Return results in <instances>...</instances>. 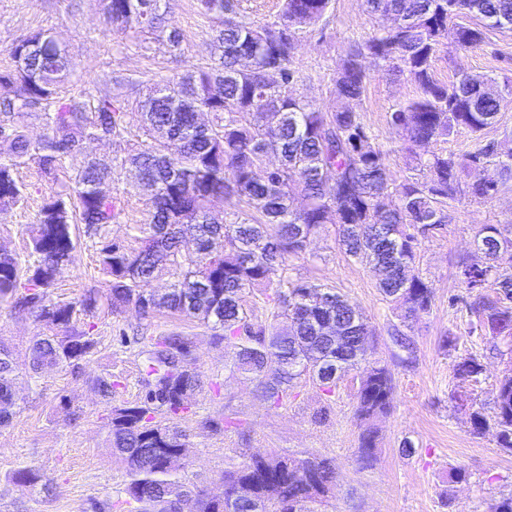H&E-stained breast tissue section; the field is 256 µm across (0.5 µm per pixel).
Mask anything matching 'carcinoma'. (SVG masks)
Returning <instances> with one entry per match:
<instances>
[{
  "label": "carcinoma",
  "mask_w": 512,
  "mask_h": 512,
  "mask_svg": "<svg viewBox=\"0 0 512 512\" xmlns=\"http://www.w3.org/2000/svg\"><path fill=\"white\" fill-rule=\"evenodd\" d=\"M198 2L215 24L210 61L158 79L113 78L123 95L103 93L89 82L61 95L75 64L46 30L9 48L14 67L0 71V135H7V152L0 155V213L29 195L19 168L34 166L53 181L67 162L72 174L68 184L43 196L26 258L0 249V305L28 309L52 326L30 347L33 370L76 366L90 355L95 342L77 316L95 315L98 290L89 288L68 302L49 298L59 270L74 262L72 226L81 224L85 243L98 251L110 277L112 311L132 304L147 318L166 310L222 332V339L235 340V370L257 382L261 396L274 404L288 399L293 380L302 375L330 397L346 373L362 370L357 453L369 466L378 441L374 420L392 408L393 375L378 362L364 363L370 329L362 313L325 284L290 278L286 262L334 224L342 253L389 268L378 290L403 309L404 318L430 311L434 292L416 266L417 234L448 223L444 203L461 192L464 170L477 171L465 187L480 200L493 198L512 178V145L481 140L512 101V84L482 78L499 89L493 93L461 75L448 85L436 78L435 61L448 44V23L458 18L475 20L456 25V46L464 50L481 45L489 28L511 30L512 0H365L369 17L389 15L393 25L373 28L346 50L328 108L292 90L299 76L291 62L298 42L326 17L332 0H282L279 13L265 22L234 19L237 0ZM102 10L106 25L137 39L142 52L151 50L153 39L169 54L182 55L183 34L165 26L170 0H102ZM367 57L417 87V95L389 115L391 125L403 127L414 160L413 174L398 184L387 168V151L353 108L367 91ZM30 119L41 126L37 137L27 132ZM132 119L145 139L130 144L126 154L87 152L92 141L125 139ZM457 129L475 136L465 155L423 152ZM128 165L157 188L148 198L146 223L133 227L141 241L137 248L108 237V227L120 218L121 199L101 190ZM232 198L245 207L223 222L212 214V202ZM299 198L303 205L297 207ZM186 234L195 242L192 252L183 249ZM221 237L224 254L214 255L209 243ZM476 243L484 263H461L459 277L472 292L495 287L497 297H479L474 313L480 330L512 337V221L484 225ZM167 265L176 279L159 297L151 285ZM250 288L271 292L273 317L282 326L251 319L242 304ZM142 344L144 395L111 411L110 445L124 468L126 512H183L191 498L196 512H299V503L316 502L335 485L333 459L288 454L251 455L225 471L220 499L188 482L168 466L170 457L185 454L184 435L157 416L179 418L201 386L192 367L194 342L170 333L144 336ZM13 373L11 353L0 348V427L12 419ZM454 373L465 381L481 374L482 365L469 355ZM118 388L110 375L96 379L109 403ZM470 423L477 434L494 424L500 447L512 451V378L500 385L492 418L476 409ZM12 482L33 492L48 489L35 467L16 471Z\"/></svg>",
  "instance_id": "carcinoma-1"
}]
</instances>
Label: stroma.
Masks as SVG:
<instances>
[{
	"instance_id": "obj_1",
	"label": "stroma",
	"mask_w": 512,
	"mask_h": 512,
	"mask_svg": "<svg viewBox=\"0 0 512 512\" xmlns=\"http://www.w3.org/2000/svg\"><path fill=\"white\" fill-rule=\"evenodd\" d=\"M166 22L182 32L184 57H170L159 44L143 56L132 40L106 29L99 0H0V69L11 65V44L39 30L52 31L67 46L76 63L71 84L92 81L108 94L116 91L115 73L166 76L210 58L213 24L200 14L197 0H172ZM371 29L364 0H334L329 20L311 27L295 51L298 94L331 105V78L340 58ZM435 72L448 84L464 73L512 81V31L488 30L481 46L466 51L447 47L437 57ZM369 73L358 109L378 141L390 147L386 162L392 179L399 181L408 173L405 136L390 124L389 113L393 105L413 98L416 87L402 75L374 67ZM19 177L30 184L31 194L23 206L0 213V248L23 256L29 247L25 227L34 222L49 184L33 167L20 170ZM131 180L124 172L114 182L123 191L119 221L109 228L114 239H127L130 225L147 218L146 198L128 190ZM446 210L447 224L419 240L417 265L434 290V301L429 313L414 320H403L401 310L382 299L371 267L339 251L334 225L316 234L301 258L289 261L292 278L335 288L366 316L373 337L365 358L393 374L392 409L375 422L378 449L372 465L356 460L358 371H349L330 399L301 376L278 406L232 371L234 342L216 339L207 325L164 313L144 318L131 306L115 313L104 305L92 319L90 356L77 366L36 374L29 367L28 348L48 328L28 311L7 305L0 308V346L14 356L16 404L11 424L0 429V512H95L97 501L109 503L108 512H120L123 470L109 445L111 407L140 396L145 365L142 345L121 337L170 331L195 341L193 366L201 386L175 424L187 443L183 469L208 493L222 494L224 470L244 456L294 453L336 462L335 489L315 504V512H488L494 500L512 493V452L499 447L496 428L474 434L469 413L491 411L500 382L512 377V337L481 332L472 311L477 295L461 285L457 263L479 261L474 242L481 225L512 221V181L490 200L458 195ZM91 287L107 296L109 279L99 269L97 254L81 244L74 264L57 274L50 297L69 301ZM468 355L479 359L483 371L476 381L463 383L453 366ZM104 374L121 384L110 402L93 384ZM209 417L229 423L211 430L203 425ZM407 439L416 448L410 456L401 453ZM30 466L49 479L50 493L12 483L17 470ZM458 467L467 477L455 482L450 474Z\"/></svg>"
}]
</instances>
